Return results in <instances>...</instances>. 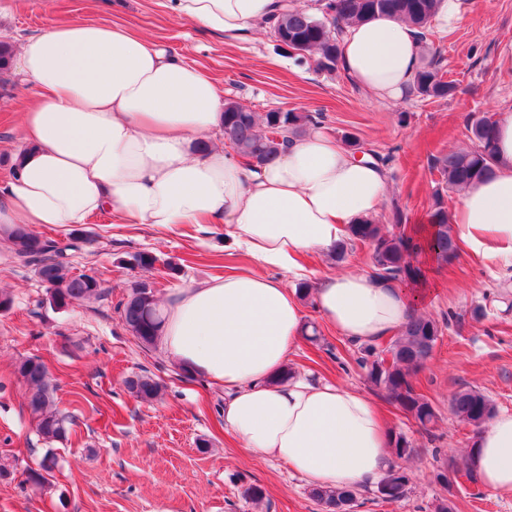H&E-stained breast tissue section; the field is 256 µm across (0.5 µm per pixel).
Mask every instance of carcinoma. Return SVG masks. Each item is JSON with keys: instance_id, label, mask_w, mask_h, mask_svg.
<instances>
[{"instance_id": "obj_1", "label": "carcinoma", "mask_w": 512, "mask_h": 512, "mask_svg": "<svg viewBox=\"0 0 512 512\" xmlns=\"http://www.w3.org/2000/svg\"><path fill=\"white\" fill-rule=\"evenodd\" d=\"M437 0H329L324 12H304L284 5L269 24L276 40L290 49L301 60L312 59L327 70L339 63V43L347 27L376 15L398 17L418 29L421 44H426L428 24L435 14ZM456 86L444 78L438 61L431 58L422 63L416 78V93L425 98L445 99L455 93ZM313 116L303 112L270 111L257 113L245 105L227 100L224 103V139L235 155L249 169L264 166L275 160L289 139L305 132ZM497 120L484 113L467 120V131L473 145L434 159L433 168L439 173L442 189L436 191L430 208V219L435 229L431 246L437 263L446 265L456 256L457 245L448 228V210L445 194L464 188L489 176L495 163ZM5 240L15 257L36 266V272L47 287L50 303L58 308L75 300L98 299L104 293L103 282L95 275L75 273L69 265L68 252L76 249L72 242L60 248L57 242L45 240L34 230L18 224L5 232ZM360 242L370 249L376 276L400 281L416 280L420 268L411 263V254L418 249L402 216L395 215V224L386 227L372 221L352 224L348 236L336 246V258H344L350 242ZM120 317L142 344H155L164 321L153 289L133 283L126 298L117 306ZM439 321L432 317L413 314L391 342L390 359L378 355L371 347L361 349L360 366L367 380L385 391L387 397L410 415L422 428L433 425L437 413L430 401L418 393L413 375L430 357L440 336ZM17 379L26 387V406L37 434L46 442L63 443L68 440L66 417L56 408L54 386L47 366L32 358L15 366ZM130 393L137 399L150 402L161 395L162 386L148 375H137L126 381ZM451 411L466 424L480 429L495 414L491 400L483 393L466 389L456 392L451 400ZM58 464L57 453L50 448L34 467L25 469V481L44 486L49 483ZM409 478L392 468L378 487L395 490L392 499L405 495ZM312 497L327 512H349L355 495L350 490L330 491L315 488Z\"/></svg>"}]
</instances>
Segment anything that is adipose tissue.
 Listing matches in <instances>:
<instances>
[{
	"instance_id": "ef3b65f1",
	"label": "adipose tissue",
	"mask_w": 512,
	"mask_h": 512,
	"mask_svg": "<svg viewBox=\"0 0 512 512\" xmlns=\"http://www.w3.org/2000/svg\"><path fill=\"white\" fill-rule=\"evenodd\" d=\"M178 22L225 40H250L278 0H161ZM421 53L414 28L378 16L347 28L340 67L373 98L414 92ZM19 83L37 95L21 114L26 147L0 187V226H70L97 213L169 229L220 224L228 247L260 271L172 293L160 348L176 366L224 389V425L253 458H273L308 484L344 491L391 467V434L363 392L284 376L304 332L302 301L280 272L302 280L298 258L329 252L371 220L387 190L383 166L364 163L318 129L272 165L248 170L218 140L224 105L193 64L143 35L94 22L54 26L15 50ZM492 175L463 190L452 236L486 258H512V113L497 122ZM428 291L357 268L321 277L320 317L364 345L397 333ZM467 465L491 491L512 493V412L494 414Z\"/></svg>"
}]
</instances>
